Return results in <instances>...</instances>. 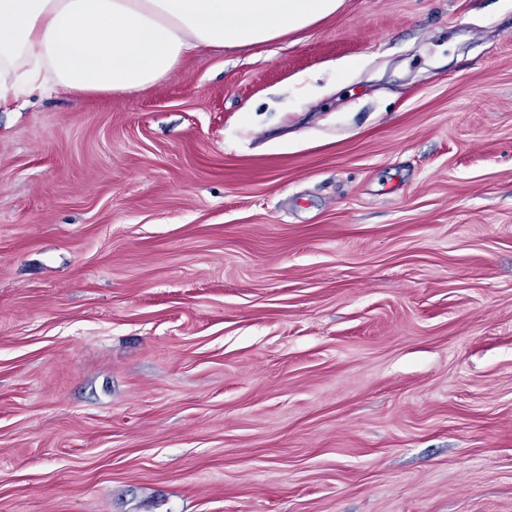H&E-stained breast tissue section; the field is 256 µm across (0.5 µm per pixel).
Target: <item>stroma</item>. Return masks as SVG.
Returning <instances> with one entry per match:
<instances>
[{"mask_svg":"<svg viewBox=\"0 0 512 512\" xmlns=\"http://www.w3.org/2000/svg\"><path fill=\"white\" fill-rule=\"evenodd\" d=\"M0 512H512V0L1 111Z\"/></svg>","mask_w":512,"mask_h":512,"instance_id":"obj_1","label":"stroma"}]
</instances>
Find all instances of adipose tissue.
Returning <instances> with one entry per match:
<instances>
[{
	"label": "adipose tissue",
	"mask_w": 512,
	"mask_h": 512,
	"mask_svg": "<svg viewBox=\"0 0 512 512\" xmlns=\"http://www.w3.org/2000/svg\"><path fill=\"white\" fill-rule=\"evenodd\" d=\"M343 0H0V109L34 92L138 93L189 55L263 45Z\"/></svg>",
	"instance_id": "adipose-tissue-1"
}]
</instances>
